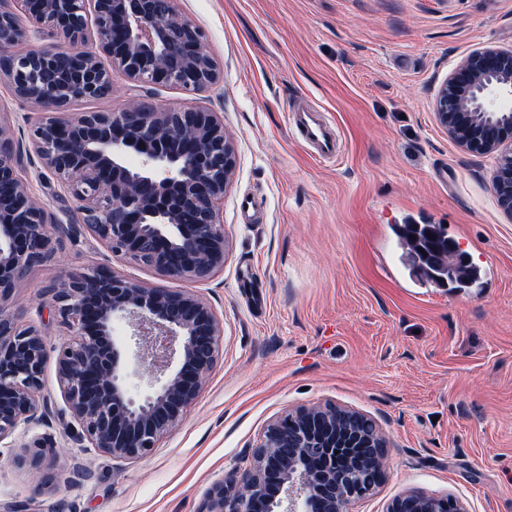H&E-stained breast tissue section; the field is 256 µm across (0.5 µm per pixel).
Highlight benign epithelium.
<instances>
[{"label": "benign epithelium", "instance_id": "1", "mask_svg": "<svg viewBox=\"0 0 512 512\" xmlns=\"http://www.w3.org/2000/svg\"><path fill=\"white\" fill-rule=\"evenodd\" d=\"M94 39L88 37V19ZM50 29L59 51L15 46ZM141 86L202 92L218 78L205 36L176 0H0V82L42 112L27 118L29 151L70 197L69 224H48L19 172L20 150L0 123V447L42 421L45 336L14 314L30 270L52 256L50 228L82 227L115 257L180 280L205 281L224 268L220 204L235 148L216 112L158 109L136 102L120 112L68 111L112 91V71ZM436 119L466 153L496 159L491 187L512 219V50L464 57L441 85ZM69 339L55 348L57 383L77 442L114 460L142 459L182 418L218 361L221 328L197 295L131 282L108 264L60 277L44 289ZM124 320L130 335H115ZM146 367L151 390L131 394L130 363ZM366 416L333 403L272 420L252 462L211 486L202 512H349L385 477L386 443ZM346 451L332 452L336 432ZM46 445L14 462L40 467ZM467 512L452 497L401 494L386 512Z\"/></svg>", "mask_w": 512, "mask_h": 512}]
</instances>
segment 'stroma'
<instances>
[{"label":"stroma","instance_id":"1","mask_svg":"<svg viewBox=\"0 0 512 512\" xmlns=\"http://www.w3.org/2000/svg\"><path fill=\"white\" fill-rule=\"evenodd\" d=\"M205 35L220 81L200 94L141 87L112 75L108 98L70 110L118 112L133 99L219 113L236 165L224 195V268L187 283L223 324L220 357L196 402L146 458L115 461L76 448L55 362H47L44 424L17 445L51 438L42 495L0 447V512H200L212 484L252 453L267 424L332 402L379 425L383 482L350 512H385L409 492L451 496L467 512H512V218L490 185L494 160L461 151L435 120L455 64L512 48V0H177ZM306 100L344 151L315 159L290 129ZM36 105L0 84V121L23 151L21 170L48 219L69 202L29 153ZM256 210L245 215L243 200ZM443 224L494 277L451 291L412 275L398 224ZM114 264L162 288L178 280L113 260L89 232L61 236L18 290L20 323L64 341L43 289L62 273ZM93 476L68 485L72 457Z\"/></svg>","mask_w":512,"mask_h":512}]
</instances>
